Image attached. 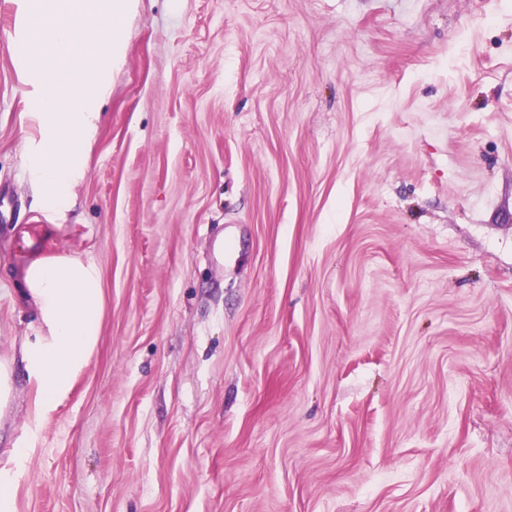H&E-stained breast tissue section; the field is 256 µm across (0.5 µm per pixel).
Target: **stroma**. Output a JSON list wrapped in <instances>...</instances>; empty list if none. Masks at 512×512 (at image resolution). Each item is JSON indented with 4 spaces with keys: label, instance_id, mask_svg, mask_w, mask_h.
Listing matches in <instances>:
<instances>
[{
    "label": "stroma",
    "instance_id": "stroma-1",
    "mask_svg": "<svg viewBox=\"0 0 512 512\" xmlns=\"http://www.w3.org/2000/svg\"><path fill=\"white\" fill-rule=\"evenodd\" d=\"M0 0L10 512H512V0H134L62 213ZM102 272L45 410L33 257Z\"/></svg>",
    "mask_w": 512,
    "mask_h": 512
}]
</instances>
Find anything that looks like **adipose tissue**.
<instances>
[{
	"label": "adipose tissue",
	"instance_id": "obj_1",
	"mask_svg": "<svg viewBox=\"0 0 512 512\" xmlns=\"http://www.w3.org/2000/svg\"><path fill=\"white\" fill-rule=\"evenodd\" d=\"M18 286L36 308L41 333L26 340L21 361L49 409L68 394L95 348L103 310L102 275L89 260L36 257L19 271Z\"/></svg>",
	"mask_w": 512,
	"mask_h": 512
}]
</instances>
